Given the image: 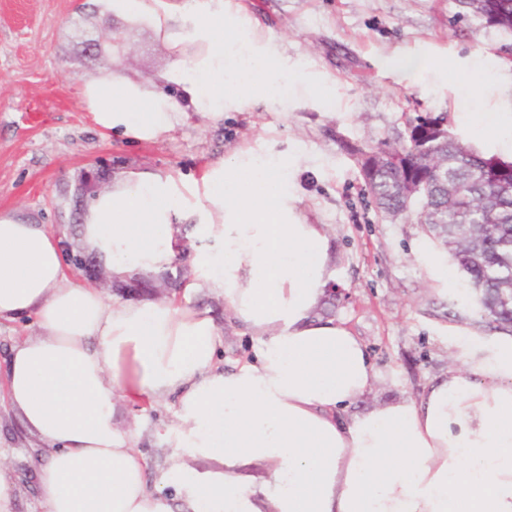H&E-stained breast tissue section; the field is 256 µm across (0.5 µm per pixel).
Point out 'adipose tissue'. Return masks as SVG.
I'll return each mask as SVG.
<instances>
[{"instance_id":"1","label":"adipose tissue","mask_w":512,"mask_h":512,"mask_svg":"<svg viewBox=\"0 0 512 512\" xmlns=\"http://www.w3.org/2000/svg\"><path fill=\"white\" fill-rule=\"evenodd\" d=\"M101 20L149 23L175 52L176 101L101 75L83 97L108 133L153 141L186 106L209 120L275 102L290 81L224 0H204L189 38L168 0H98ZM302 156L272 139L212 162L201 180L132 170L91 197L82 235L127 280L169 271L181 227L199 252L193 287L224 298L251 338L232 367L208 313L176 298L105 297L69 279L42 224L0 215V322L35 338L7 358V395L43 444V512H512V334L454 326L448 371L416 399L369 403L377 371L344 320L316 311L334 278L329 225L307 223L288 191ZM369 406L354 412V405ZM172 403L169 466L147 459L120 407ZM173 495H166V488Z\"/></svg>"}]
</instances>
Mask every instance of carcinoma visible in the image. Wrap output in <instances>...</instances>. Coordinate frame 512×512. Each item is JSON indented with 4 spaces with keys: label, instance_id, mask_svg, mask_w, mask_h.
Returning a JSON list of instances; mask_svg holds the SVG:
<instances>
[{
    "label": "carcinoma",
    "instance_id": "carcinoma-1",
    "mask_svg": "<svg viewBox=\"0 0 512 512\" xmlns=\"http://www.w3.org/2000/svg\"><path fill=\"white\" fill-rule=\"evenodd\" d=\"M503 13L497 25H487L484 15L473 20L480 28L489 27L512 35V0H498ZM427 118L417 119L408 128L399 151L408 152L411 161L406 173L420 175L421 164L414 150L423 138ZM432 156L444 175L441 184L432 183L422 190L420 211L427 209L435 219L417 220L441 249L448 251L467 286L477 291L484 316L496 328H512V161L492 166L494 175L485 176L489 157L471 145L453 138L435 148ZM400 172L387 169L371 179L370 192L384 213L404 209L399 192Z\"/></svg>",
    "mask_w": 512,
    "mask_h": 512
}]
</instances>
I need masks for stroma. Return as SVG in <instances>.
Segmentation results:
<instances>
[{
    "label": "stroma",
    "instance_id": "stroma-1",
    "mask_svg": "<svg viewBox=\"0 0 512 512\" xmlns=\"http://www.w3.org/2000/svg\"><path fill=\"white\" fill-rule=\"evenodd\" d=\"M242 27L287 60L295 79L273 105L229 108L211 124L195 110L165 137L136 142L100 129L82 95L85 84L109 74L120 83L159 85L175 59L153 27L113 16L121 43L97 56L83 40L100 35L93 0H0V213L43 224L72 251L87 252L80 232L86 202L121 173L161 169L200 176L205 166L274 136L307 165L293 175L291 194L309 223L327 224L335 238V285L342 291L333 318L365 342L380 377L377 399L418 397L448 370L449 328L487 334L465 281L435 286L415 257L424 230L415 218L390 221L377 210L348 145L368 149L402 141L406 125L427 113L445 115L463 139L477 117L512 113V37L475 30L458 18L452 0H244ZM413 54L432 66L415 80L385 69L387 58ZM502 80L475 88V67ZM209 311L224 338V360L244 358L249 337L207 289L179 295ZM29 319L0 324V456L6 457L16 512H41L37 474L41 441L28 433L5 392V358L35 335ZM173 410L157 405L139 415L136 448L151 474L166 466Z\"/></svg>",
    "mask_w": 512,
    "mask_h": 512
}]
</instances>
